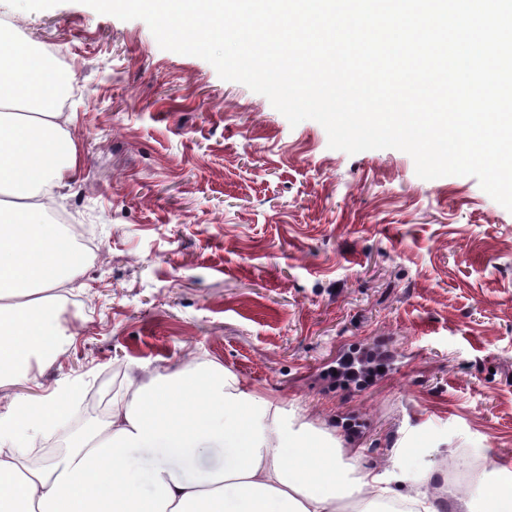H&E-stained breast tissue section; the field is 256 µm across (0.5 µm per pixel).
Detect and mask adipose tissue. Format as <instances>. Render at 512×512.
Listing matches in <instances>:
<instances>
[{"label":"adipose tissue","instance_id":"1","mask_svg":"<svg viewBox=\"0 0 512 512\" xmlns=\"http://www.w3.org/2000/svg\"><path fill=\"white\" fill-rule=\"evenodd\" d=\"M54 56L0 25V386L33 382L66 342L63 294L85 256L48 204L84 162L60 106ZM75 394L17 401L0 415V512H339L363 493L443 512L439 496L348 463L335 431L292 429L280 408L207 363L142 380L130 367L104 426L31 468ZM147 451L149 469L133 460ZM217 463L203 466L209 452Z\"/></svg>","mask_w":512,"mask_h":512}]
</instances>
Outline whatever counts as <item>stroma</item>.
<instances>
[{"instance_id": "1", "label": "stroma", "mask_w": 512, "mask_h": 512, "mask_svg": "<svg viewBox=\"0 0 512 512\" xmlns=\"http://www.w3.org/2000/svg\"><path fill=\"white\" fill-rule=\"evenodd\" d=\"M64 50L84 163L57 203L95 241L75 279L63 352L37 384L0 387V413L82 383L97 423L128 365L218 363L294 427L333 430L368 467L401 462L446 512H481L512 482V212L471 176L424 180L397 149L354 155L290 126L202 58L161 49L146 22L79 0L0 20ZM378 356L371 385L329 370ZM471 469L459 502L444 475Z\"/></svg>"}]
</instances>
